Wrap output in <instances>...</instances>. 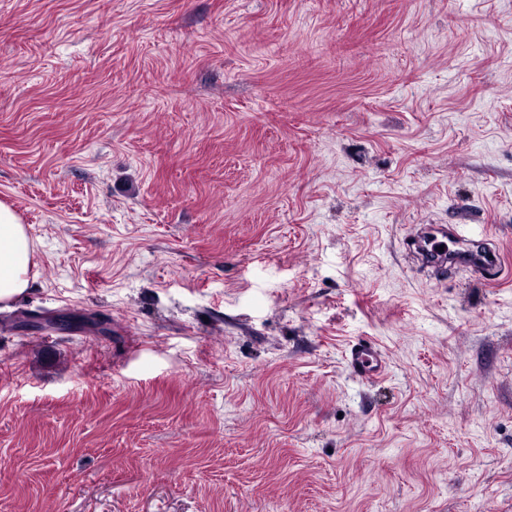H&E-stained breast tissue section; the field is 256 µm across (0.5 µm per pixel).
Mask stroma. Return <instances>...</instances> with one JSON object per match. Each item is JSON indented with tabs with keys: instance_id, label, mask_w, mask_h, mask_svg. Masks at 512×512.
<instances>
[{
	"instance_id": "obj_1",
	"label": "stroma",
	"mask_w": 512,
	"mask_h": 512,
	"mask_svg": "<svg viewBox=\"0 0 512 512\" xmlns=\"http://www.w3.org/2000/svg\"><path fill=\"white\" fill-rule=\"evenodd\" d=\"M0 202V512H512V0H0ZM33 252L32 240L14 209L0 203V304L4 307L30 288ZM462 226L461 224L416 225V231L410 237L407 246L417 265L441 275H445L448 269H463L488 282H497L510 277V268L502 263L489 234L487 232L468 234L462 230ZM431 235L449 241L454 246L464 244L465 248L453 249L437 256L432 255L421 247L422 242ZM347 360L350 368L366 380H373L385 372L382 360L372 343L358 342L352 345Z\"/></svg>"
}]
</instances>
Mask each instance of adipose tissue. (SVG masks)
<instances>
[{
	"instance_id": "ef3b65f1",
	"label": "adipose tissue",
	"mask_w": 512,
	"mask_h": 512,
	"mask_svg": "<svg viewBox=\"0 0 512 512\" xmlns=\"http://www.w3.org/2000/svg\"><path fill=\"white\" fill-rule=\"evenodd\" d=\"M33 252V243L14 209L0 203V304L9 305L28 291Z\"/></svg>"
}]
</instances>
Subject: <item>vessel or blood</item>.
Listing matches in <instances>:
<instances>
[{"label":"vessel or blood","mask_w":512,"mask_h":512,"mask_svg":"<svg viewBox=\"0 0 512 512\" xmlns=\"http://www.w3.org/2000/svg\"><path fill=\"white\" fill-rule=\"evenodd\" d=\"M435 235L452 243L450 251L433 255L423 250L421 244L428 236ZM407 246L419 267L446 274L451 269H462L488 282H496L512 275L505 267L488 233H465L458 224L417 225ZM350 368L364 379L372 380L384 374L385 368L373 344L359 342L352 345L347 356Z\"/></svg>","instance_id":"vessel-or-blood-1"}]
</instances>
